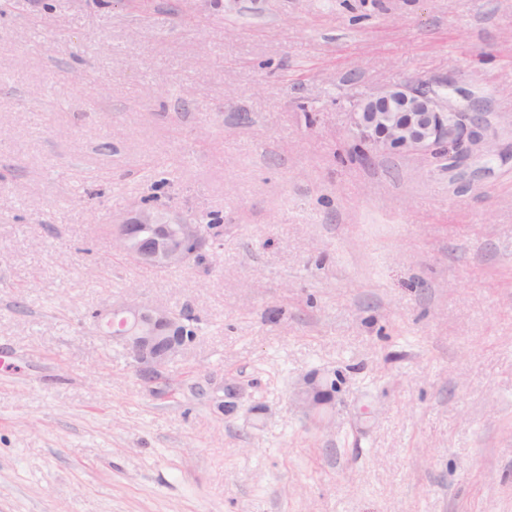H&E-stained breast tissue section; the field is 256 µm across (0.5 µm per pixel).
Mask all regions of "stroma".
<instances>
[{"instance_id":"1","label":"stroma","mask_w":512,"mask_h":512,"mask_svg":"<svg viewBox=\"0 0 512 512\" xmlns=\"http://www.w3.org/2000/svg\"><path fill=\"white\" fill-rule=\"evenodd\" d=\"M454 81L495 154L361 156V100ZM147 200L209 271L116 255ZM197 317L153 385L93 324ZM0 512H512V0H10Z\"/></svg>"}]
</instances>
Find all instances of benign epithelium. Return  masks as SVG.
Instances as JSON below:
<instances>
[{
	"label": "benign epithelium",
	"mask_w": 512,
	"mask_h": 512,
	"mask_svg": "<svg viewBox=\"0 0 512 512\" xmlns=\"http://www.w3.org/2000/svg\"><path fill=\"white\" fill-rule=\"evenodd\" d=\"M487 128L485 113L463 112L444 93L409 82L360 102L351 132L379 155L402 150L434 159L445 148L448 169L460 170L484 157ZM112 241L137 265L175 269L191 266L197 256L211 251L216 235L178 213L161 217L141 204L128 220L114 225ZM95 321L109 328L107 335L124 347L145 384L160 377L194 340L184 334L189 326L175 311L150 303L116 305L95 314Z\"/></svg>",
	"instance_id": "7a95c632"
}]
</instances>
